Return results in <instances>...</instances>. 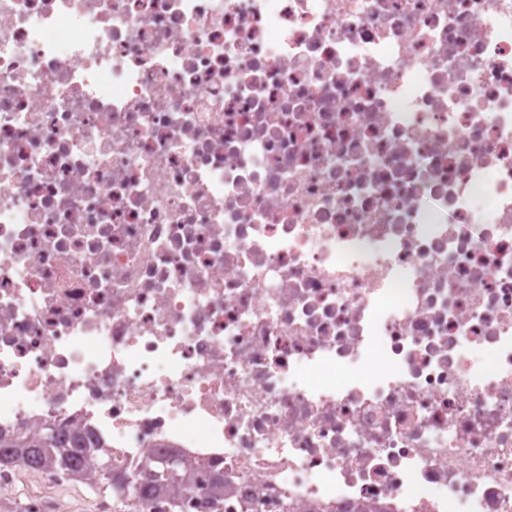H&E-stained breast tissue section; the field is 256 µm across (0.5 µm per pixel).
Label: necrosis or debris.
Wrapping results in <instances>:
<instances>
[{
  "instance_id": "obj_1",
  "label": "necrosis or debris",
  "mask_w": 512,
  "mask_h": 512,
  "mask_svg": "<svg viewBox=\"0 0 512 512\" xmlns=\"http://www.w3.org/2000/svg\"><path fill=\"white\" fill-rule=\"evenodd\" d=\"M48 423L196 468L100 512H512V0H0V433Z\"/></svg>"
}]
</instances>
